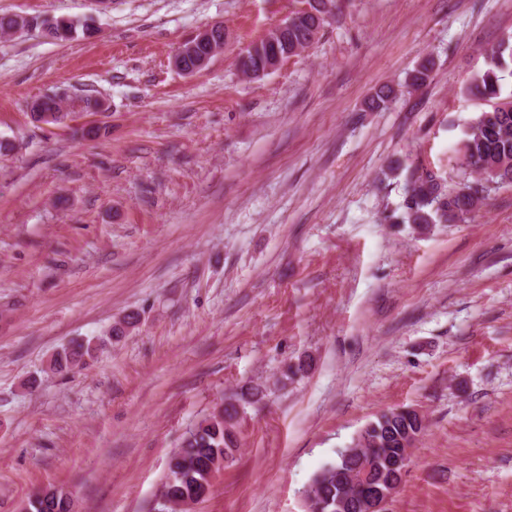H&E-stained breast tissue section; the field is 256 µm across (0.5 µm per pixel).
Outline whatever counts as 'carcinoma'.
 Returning a JSON list of instances; mask_svg holds the SVG:
<instances>
[{"mask_svg":"<svg viewBox=\"0 0 512 512\" xmlns=\"http://www.w3.org/2000/svg\"><path fill=\"white\" fill-rule=\"evenodd\" d=\"M34 25L60 42L88 31L86 25L72 20L0 14L1 34ZM313 25L315 18L309 15L292 20L286 30L276 26L266 33V38L247 48L245 55L251 61L275 50L282 55L298 56L308 48L306 33ZM507 56L512 58V40L508 38L487 52L485 68L475 73L467 86V91L491 102L490 108L482 111L470 127L458 150V165L473 180L460 188H449L434 171L421 165L413 167L407 179L402 222L421 231L432 224L465 222L482 206L489 185L512 183V100L500 98ZM433 67L432 60H422L412 71L409 85L416 89L425 85ZM396 97L394 88L383 86L370 97L367 108L384 110ZM42 106L53 115V125L63 123L68 116L60 97L44 96ZM93 355L91 345L76 343L58 353L52 366L59 371L71 369ZM262 399L263 391L258 387L237 392L222 411L203 418L189 431L169 460V476L161 491L163 502L157 503L156 512H182L201 500L212 473L233 458L237 447L234 421L241 405H254ZM423 430V419L411 408L385 411L367 423L352 442L360 452L338 453L337 459L312 479L310 492L315 504L321 506L320 512H336V503L351 501L365 470L367 478L382 487L400 481L397 458L407 448L409 438ZM25 512H73L72 500L62 488L45 489L29 500Z\"/></svg>","mask_w":512,"mask_h":512,"instance_id":"carcinoma-1","label":"carcinoma"}]
</instances>
